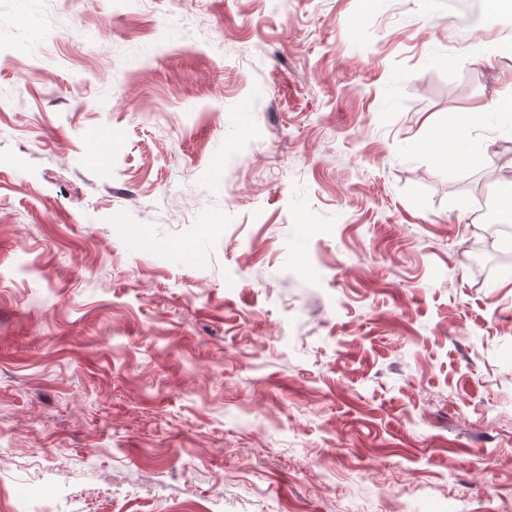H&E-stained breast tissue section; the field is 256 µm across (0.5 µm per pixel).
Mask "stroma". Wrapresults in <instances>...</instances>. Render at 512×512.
Listing matches in <instances>:
<instances>
[{"mask_svg":"<svg viewBox=\"0 0 512 512\" xmlns=\"http://www.w3.org/2000/svg\"><path fill=\"white\" fill-rule=\"evenodd\" d=\"M509 27L0 0V512H512ZM473 118L463 115L457 122L452 138L448 143V138H442L435 144V149L441 154L448 153V147L458 156L465 159V161L474 167H479L485 162V157L469 152L468 143L470 136V128L474 123Z\"/></svg>","mask_w":512,"mask_h":512,"instance_id":"obj_1","label":"stroma"}]
</instances>
